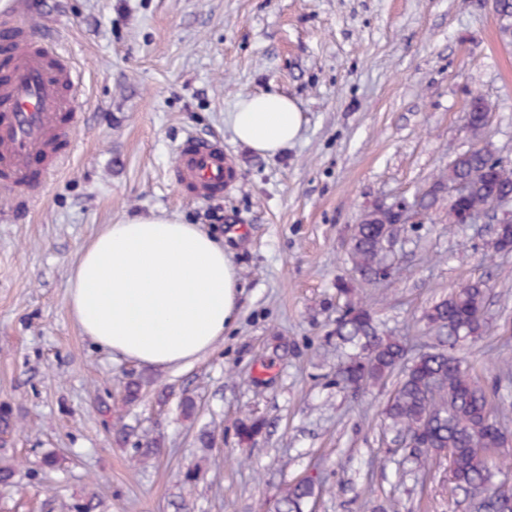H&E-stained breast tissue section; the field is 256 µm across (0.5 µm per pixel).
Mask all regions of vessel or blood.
<instances>
[{
	"instance_id": "obj_1",
	"label": "vessel or blood",
	"mask_w": 512,
	"mask_h": 512,
	"mask_svg": "<svg viewBox=\"0 0 512 512\" xmlns=\"http://www.w3.org/2000/svg\"><path fill=\"white\" fill-rule=\"evenodd\" d=\"M0 67V191L35 195L71 151L70 110L79 78L56 50L33 46L13 24ZM173 177L201 200L223 197L237 182L236 166L219 138L191 134L175 147Z\"/></svg>"
}]
</instances>
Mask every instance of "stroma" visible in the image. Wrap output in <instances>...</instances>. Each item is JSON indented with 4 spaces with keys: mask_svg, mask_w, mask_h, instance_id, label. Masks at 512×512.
<instances>
[{
    "mask_svg": "<svg viewBox=\"0 0 512 512\" xmlns=\"http://www.w3.org/2000/svg\"><path fill=\"white\" fill-rule=\"evenodd\" d=\"M19 18L83 81L76 151L40 195L0 194V405L19 424L0 448L16 470L0 512H69L86 494L105 512H268L310 470L313 512H465L447 461L415 469L386 430L394 380L337 385L349 350L334 335L346 301L336 283L351 282L382 333L416 353L437 343L427 309L485 282L490 330L457 354L512 438V253H494L492 225L448 227L443 194L394 235L391 280L363 284L349 255L368 210L430 189L467 150L473 96L490 107L485 140L512 162V37L491 0H9L0 29ZM267 91L304 115L274 156L250 152L225 121L239 96ZM190 133L222 137L236 164L235 189L213 203L223 223L172 178ZM162 211L223 238L239 275L236 324L183 369L112 357L69 310L84 244ZM132 377L143 386L128 403ZM184 396L197 404L189 418ZM247 418L266 424L251 442L238 436ZM144 435L161 448L138 464ZM49 452L58 464L45 469ZM197 463L198 482L184 485Z\"/></svg>",
    "mask_w": 512,
    "mask_h": 512,
    "instance_id": "stroma-1",
    "label": "stroma"
}]
</instances>
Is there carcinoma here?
Masks as SVG:
<instances>
[{"instance_id":"1","label":"carcinoma","mask_w":512,"mask_h":512,"mask_svg":"<svg viewBox=\"0 0 512 512\" xmlns=\"http://www.w3.org/2000/svg\"><path fill=\"white\" fill-rule=\"evenodd\" d=\"M500 29L512 35V0H499ZM489 106L482 98L469 114L468 131L474 144L448 164L447 181H464L469 194L460 200L448 201V227L461 223L469 210L483 209L495 199L512 198V163L492 162L495 152L483 138ZM396 223L394 213L375 207L366 212L350 238V256L361 281L377 282L383 264L380 244L382 230ZM497 253L512 252V219L501 224L492 243ZM485 284L469 282L453 288L447 296L435 302L426 312L429 323L446 333L439 345L419 353L397 381L381 413L393 432L409 433L427 422L426 452L413 454V463L425 468L443 457L452 448L454 486L479 498L467 504L469 512H503L501 487L493 482V465L485 449L504 446L499 429L490 425L485 411L488 400L484 389L455 354L460 341H468L487 331L484 319ZM336 337L352 350L346 368L337 377L346 388L359 389L383 381L398 369L408 351L407 344L395 336L379 333L367 306L350 299L342 317L337 319ZM371 346L372 353L361 359L360 351ZM18 421L13 409L0 405V448L13 442ZM264 422L258 419L243 422L239 435L250 442L262 433ZM159 443L154 438L134 443L133 458L144 461L157 454ZM317 483L300 480L281 493L272 512H308Z\"/></svg>"}]
</instances>
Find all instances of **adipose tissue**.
I'll return each instance as SVG.
<instances>
[{
  "mask_svg": "<svg viewBox=\"0 0 512 512\" xmlns=\"http://www.w3.org/2000/svg\"><path fill=\"white\" fill-rule=\"evenodd\" d=\"M235 138L275 155L300 135L303 114L279 93L240 97ZM237 270L221 239L171 215L108 224L82 248L69 307L82 333L121 358L181 367L204 356L237 315Z\"/></svg>",
  "mask_w": 512,
  "mask_h": 512,
  "instance_id": "obj_1",
  "label": "adipose tissue"
}]
</instances>
